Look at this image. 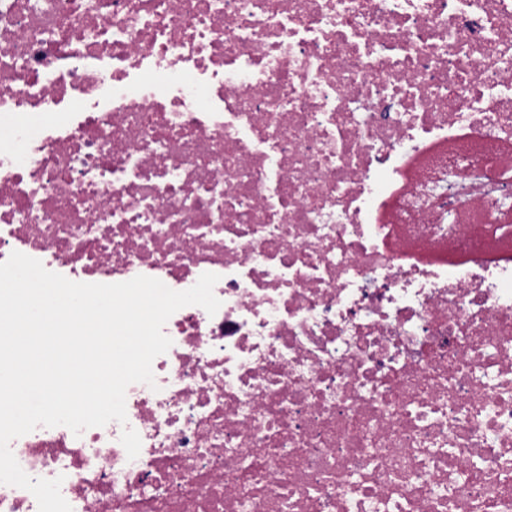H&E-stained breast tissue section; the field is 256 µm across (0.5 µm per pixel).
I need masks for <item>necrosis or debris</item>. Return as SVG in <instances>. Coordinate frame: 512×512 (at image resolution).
I'll use <instances>...</instances> for the list:
<instances>
[{
	"mask_svg": "<svg viewBox=\"0 0 512 512\" xmlns=\"http://www.w3.org/2000/svg\"><path fill=\"white\" fill-rule=\"evenodd\" d=\"M15 251L219 277L11 441L72 512H512V0H0Z\"/></svg>",
	"mask_w": 512,
	"mask_h": 512,
	"instance_id": "1",
	"label": "necrosis or debris"
}]
</instances>
